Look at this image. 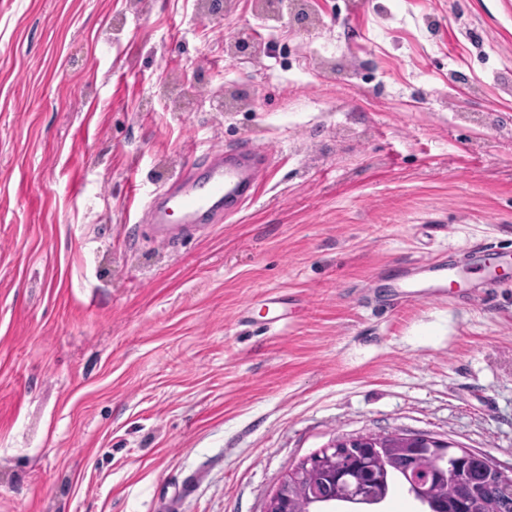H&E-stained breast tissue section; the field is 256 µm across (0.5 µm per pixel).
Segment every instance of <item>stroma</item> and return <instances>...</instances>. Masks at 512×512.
<instances>
[{"instance_id": "obj_1", "label": "stroma", "mask_w": 512, "mask_h": 512, "mask_svg": "<svg viewBox=\"0 0 512 512\" xmlns=\"http://www.w3.org/2000/svg\"><path fill=\"white\" fill-rule=\"evenodd\" d=\"M199 3L0 0V512H264L369 433L512 469V0ZM231 145L257 197L142 239L136 198Z\"/></svg>"}]
</instances>
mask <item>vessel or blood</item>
Returning <instances> with one entry per match:
<instances>
[{"label":"vessel or blood","instance_id":"vessel-or-blood-1","mask_svg":"<svg viewBox=\"0 0 512 512\" xmlns=\"http://www.w3.org/2000/svg\"><path fill=\"white\" fill-rule=\"evenodd\" d=\"M269 158L247 147L208 152L204 162L182 173L143 203L144 238L174 244L238 212L255 198Z\"/></svg>","mask_w":512,"mask_h":512}]
</instances>
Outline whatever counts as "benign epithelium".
Instances as JSON below:
<instances>
[{"mask_svg": "<svg viewBox=\"0 0 512 512\" xmlns=\"http://www.w3.org/2000/svg\"><path fill=\"white\" fill-rule=\"evenodd\" d=\"M391 438L406 439L413 442L416 457L428 467H418L429 476H435L446 482L454 479L453 461L463 453L454 444L434 438L428 434L407 435L391 433ZM366 445L383 446L382 441L373 442L368 435H358L335 440L319 453L301 461L281 481L270 496L265 512H291L294 502L304 504L303 512H321L330 500L323 483L316 478V473L324 468L336 467V460L349 455L353 449Z\"/></svg>", "mask_w": 512, "mask_h": 512, "instance_id": "obj_1", "label": "benign epithelium"}]
</instances>
